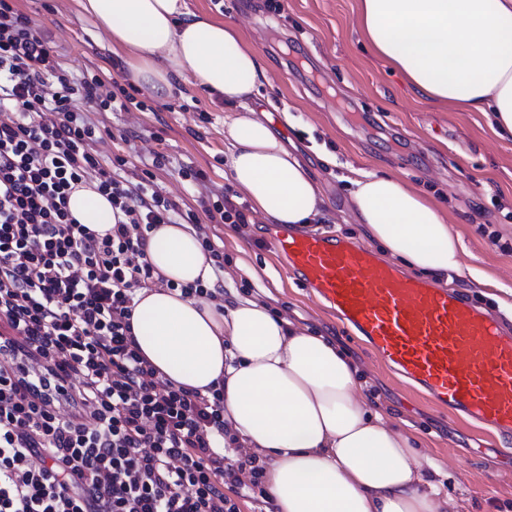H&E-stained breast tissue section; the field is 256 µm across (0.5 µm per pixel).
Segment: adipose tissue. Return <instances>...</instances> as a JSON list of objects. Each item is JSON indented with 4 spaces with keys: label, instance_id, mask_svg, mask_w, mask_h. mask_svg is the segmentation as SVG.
<instances>
[{
    "label": "adipose tissue",
    "instance_id": "adipose-tissue-1",
    "mask_svg": "<svg viewBox=\"0 0 512 512\" xmlns=\"http://www.w3.org/2000/svg\"><path fill=\"white\" fill-rule=\"evenodd\" d=\"M79 4L135 85L164 99L183 80L228 105L225 163L253 213L303 227L322 219L310 170L252 105L268 75L232 25L186 0ZM358 20L418 95L483 113L495 136L512 140V0H359ZM346 180L354 222L387 258L437 283L460 275L462 243L436 206L384 172L353 168ZM69 208L96 233L112 227V205L92 186L74 190ZM146 256L164 282L137 294L132 327L142 355L184 388L223 389L230 431L267 463L275 512H456L417 444L368 404L357 365L336 342L253 297L183 296L182 287L215 280L192 225L148 231Z\"/></svg>",
    "mask_w": 512,
    "mask_h": 512
}]
</instances>
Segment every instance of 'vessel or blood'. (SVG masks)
I'll use <instances>...</instances> for the list:
<instances>
[{
  "label": "vessel or blood",
  "instance_id": "1",
  "mask_svg": "<svg viewBox=\"0 0 512 512\" xmlns=\"http://www.w3.org/2000/svg\"><path fill=\"white\" fill-rule=\"evenodd\" d=\"M273 243L301 284L413 387L512 438V334L492 314L332 233L280 234Z\"/></svg>",
  "mask_w": 512,
  "mask_h": 512
}]
</instances>
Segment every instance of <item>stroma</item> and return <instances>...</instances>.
<instances>
[{
  "mask_svg": "<svg viewBox=\"0 0 512 512\" xmlns=\"http://www.w3.org/2000/svg\"><path fill=\"white\" fill-rule=\"evenodd\" d=\"M282 3L276 15L269 0H188L192 10L234 25L263 55L272 81L259 86L256 101L286 146L310 168L328 215L322 230L364 241L361 226L348 220L343 176L351 167L393 174L440 207L463 241V267L485 275L479 282L454 278L453 288L499 315V301L512 289V251L492 245L489 235L512 244V141L497 138L482 113L444 108L416 95L362 35L358 0ZM12 4L48 33L71 70L91 69L106 85L129 87L120 57L79 0ZM136 98L144 102L143 110L107 114L98 148L126 157L138 172L142 158L156 150L174 166L186 163L206 173L202 186L174 167L154 171L153 182L182 212L194 213L209 235L218 236L225 268L245 264L243 275L226 283L227 293H242L245 283H252L272 310L346 349L361 370L366 398L420 443L442 492L456 499L462 512H512V441L405 384L293 275L273 245L280 225L252 213L243 224H218L199 206L201 192L231 185L224 169L223 103L185 83L163 100L143 88ZM323 151L335 154V165L320 160Z\"/></svg>",
  "mask_w": 512,
  "mask_h": 512,
  "instance_id": "35a3bbf8",
  "label": "stroma"
}]
</instances>
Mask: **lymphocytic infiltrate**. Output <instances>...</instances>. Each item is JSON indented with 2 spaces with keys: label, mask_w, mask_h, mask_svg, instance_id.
Listing matches in <instances>:
<instances>
[{
  "label": "lymphocytic infiltrate",
  "mask_w": 512,
  "mask_h": 512,
  "mask_svg": "<svg viewBox=\"0 0 512 512\" xmlns=\"http://www.w3.org/2000/svg\"><path fill=\"white\" fill-rule=\"evenodd\" d=\"M102 86L0 0V512H265L223 389L161 380L133 336L136 294L157 283L146 234L182 213L98 150L88 105L135 104ZM89 182L112 203L102 237L68 210Z\"/></svg>",
  "instance_id": "lymphocytic-infiltrate-1"
}]
</instances>
